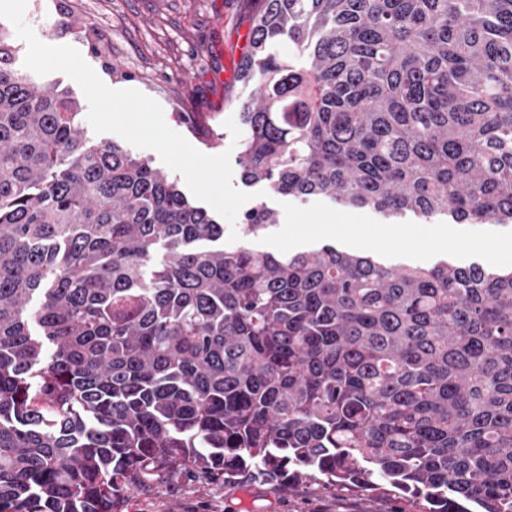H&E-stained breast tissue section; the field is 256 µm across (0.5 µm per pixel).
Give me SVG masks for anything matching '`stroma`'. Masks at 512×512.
Segmentation results:
<instances>
[{
    "instance_id": "35a3bbf8",
    "label": "stroma",
    "mask_w": 512,
    "mask_h": 512,
    "mask_svg": "<svg viewBox=\"0 0 512 512\" xmlns=\"http://www.w3.org/2000/svg\"><path fill=\"white\" fill-rule=\"evenodd\" d=\"M257 4L255 0H27L24 21L48 45L79 51L98 78L112 89H135L157 101L165 120L196 112L232 145L224 123L236 117L252 89L238 67ZM280 215L277 227L252 238L253 248L274 254L332 242L367 252L390 265L429 267L443 256L460 265H512V226L429 223L406 219L377 240L363 239L360 227L380 223L370 208H347L326 200L301 205L265 194ZM332 224L335 234L315 232ZM121 512H416L380 491L350 492L312 482L271 489L261 482L211 481L182 476L134 491Z\"/></svg>"
}]
</instances>
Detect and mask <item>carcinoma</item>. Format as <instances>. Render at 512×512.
<instances>
[{
	"label": "carcinoma",
	"mask_w": 512,
	"mask_h": 512,
	"mask_svg": "<svg viewBox=\"0 0 512 512\" xmlns=\"http://www.w3.org/2000/svg\"><path fill=\"white\" fill-rule=\"evenodd\" d=\"M17 55L0 27V512H116L182 475L512 512V266L226 248ZM239 78L244 183L512 224V0H259Z\"/></svg>",
	"instance_id": "obj_1"
}]
</instances>
